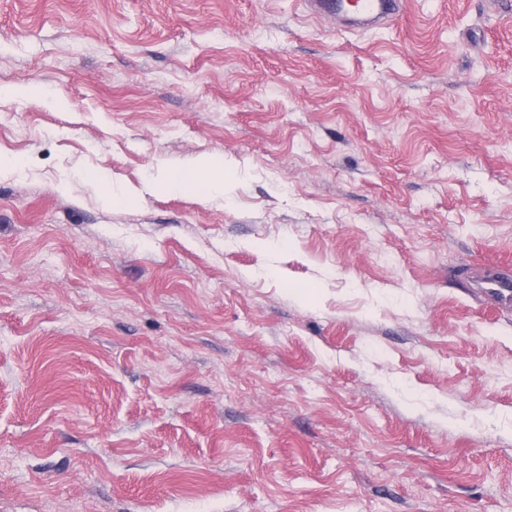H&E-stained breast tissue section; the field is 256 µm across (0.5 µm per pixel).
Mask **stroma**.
Here are the masks:
<instances>
[{
    "label": "stroma",
    "mask_w": 512,
    "mask_h": 512,
    "mask_svg": "<svg viewBox=\"0 0 512 512\" xmlns=\"http://www.w3.org/2000/svg\"><path fill=\"white\" fill-rule=\"evenodd\" d=\"M30 83L0 512H512V0H0ZM403 10L400 0H357L355 14L360 16L359 28L388 24ZM210 159L206 156L201 157L196 163L194 175L185 177L182 175L170 174L167 176L164 186L173 192H181L191 188L199 189V196L206 200L214 193L224 194V177L211 175L203 179L202 183L198 181L197 175L205 174L209 171ZM488 296L501 307H512V277L503 274L485 282Z\"/></svg>",
    "instance_id": "stroma-1"
}]
</instances>
